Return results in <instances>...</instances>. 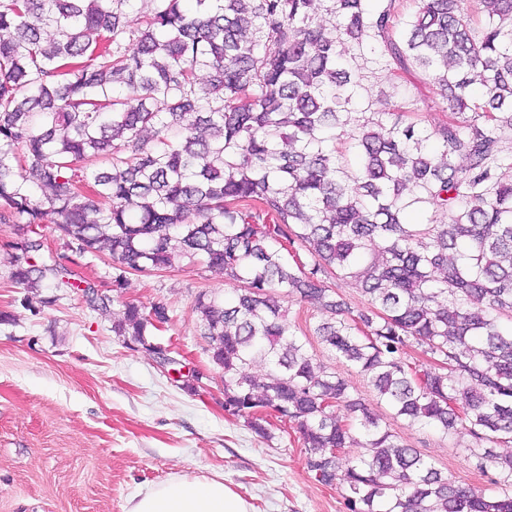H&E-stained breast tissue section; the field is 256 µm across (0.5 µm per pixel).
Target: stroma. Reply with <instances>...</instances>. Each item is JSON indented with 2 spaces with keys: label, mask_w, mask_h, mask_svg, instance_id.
I'll use <instances>...</instances> for the list:
<instances>
[{
  "label": "stroma",
  "mask_w": 512,
  "mask_h": 512,
  "mask_svg": "<svg viewBox=\"0 0 512 512\" xmlns=\"http://www.w3.org/2000/svg\"><path fill=\"white\" fill-rule=\"evenodd\" d=\"M357 77L348 130L367 112L407 102L432 126L446 102L421 74L394 77L365 50L351 47ZM45 243L76 276L112 286L107 255L67 249L52 225ZM14 225L0 223V512H124L128 499L171 474L221 477L253 512H345L336 490L307 471L297 433L279 424L272 440L224 411V382L202 338L195 298L225 290L222 274L189 262L159 273H132L123 300L167 303L171 321L155 343L176 348L178 370L161 368L112 333V319L89 309L80 291L11 283ZM348 379L402 440L457 482L490 487L494 470H476L466 431L444 438L410 427L377 401L356 372Z\"/></svg>",
  "instance_id": "obj_1"
}]
</instances>
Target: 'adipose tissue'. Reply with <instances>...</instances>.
Instances as JSON below:
<instances>
[{
	"label": "adipose tissue",
	"mask_w": 512,
	"mask_h": 512,
	"mask_svg": "<svg viewBox=\"0 0 512 512\" xmlns=\"http://www.w3.org/2000/svg\"><path fill=\"white\" fill-rule=\"evenodd\" d=\"M125 512H250V506L223 480L176 474L140 491Z\"/></svg>",
	"instance_id": "1"
}]
</instances>
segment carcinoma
Returning <instances> with one entry per match:
<instances>
[{
  "mask_svg": "<svg viewBox=\"0 0 512 512\" xmlns=\"http://www.w3.org/2000/svg\"><path fill=\"white\" fill-rule=\"evenodd\" d=\"M0 0V223L10 278L82 289L34 235L104 253L112 290L187 259L235 285L202 291L200 335L224 411L257 436L299 434L315 481L345 512H512V0ZM448 102L431 129L374 112L345 135L356 81L346 44ZM108 206L99 205V200ZM427 203L433 218L408 224ZM310 254L302 261L297 248ZM349 279L367 308L334 297ZM329 313L300 327L284 302ZM162 302H126L112 333L151 350ZM323 345L408 426L461 427L495 487L458 485L381 424ZM414 348L422 354H408ZM265 361L263 374L253 364ZM345 410L351 420L342 421Z\"/></svg>",
  "mask_w": 512,
  "mask_h": 512,
  "instance_id": "obj_1",
  "label": "carcinoma"
}]
</instances>
